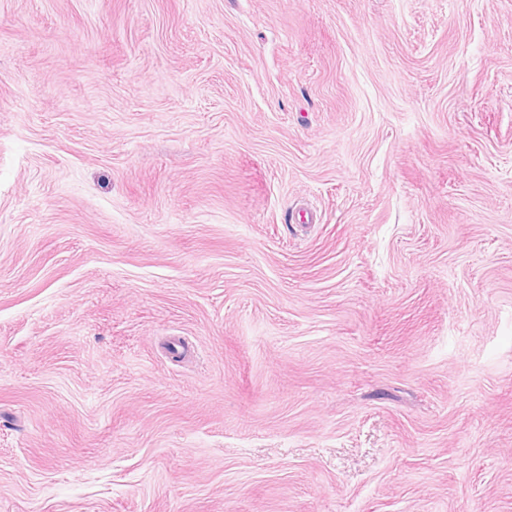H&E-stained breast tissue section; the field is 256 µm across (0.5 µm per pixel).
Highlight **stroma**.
Segmentation results:
<instances>
[{
    "instance_id": "obj_1",
    "label": "stroma",
    "mask_w": 512,
    "mask_h": 512,
    "mask_svg": "<svg viewBox=\"0 0 512 512\" xmlns=\"http://www.w3.org/2000/svg\"><path fill=\"white\" fill-rule=\"evenodd\" d=\"M0 512H512V0H0Z\"/></svg>"
}]
</instances>
